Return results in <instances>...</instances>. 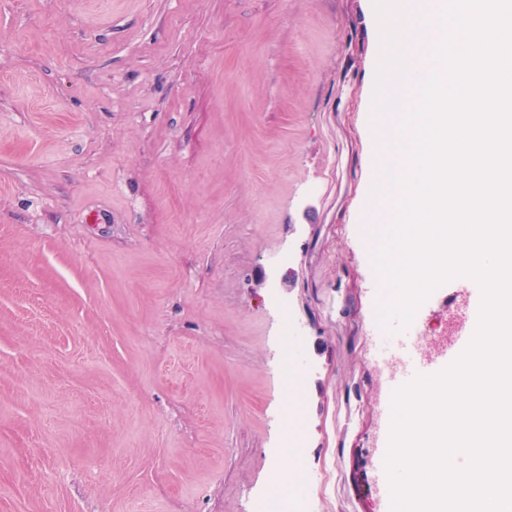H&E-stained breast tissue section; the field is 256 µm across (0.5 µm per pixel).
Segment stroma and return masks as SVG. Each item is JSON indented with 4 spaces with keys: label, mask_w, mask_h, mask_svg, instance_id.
Returning a JSON list of instances; mask_svg holds the SVG:
<instances>
[{
    "label": "stroma",
    "mask_w": 512,
    "mask_h": 512,
    "mask_svg": "<svg viewBox=\"0 0 512 512\" xmlns=\"http://www.w3.org/2000/svg\"><path fill=\"white\" fill-rule=\"evenodd\" d=\"M372 0H0V512H390L359 234ZM471 282L413 319L446 348ZM299 431L295 427L293 448H285L284 456L288 460V470L280 473L279 481H284L288 476V481L279 482L272 485L268 494L262 502L261 508L258 512H306L308 511V504L300 500L288 497V483L295 481H310L311 476L307 469L301 465L295 467L297 454L295 448H300L298 443ZM296 468V469H295ZM295 470V476L293 480Z\"/></svg>",
    "instance_id": "35a3bbf8"
}]
</instances>
